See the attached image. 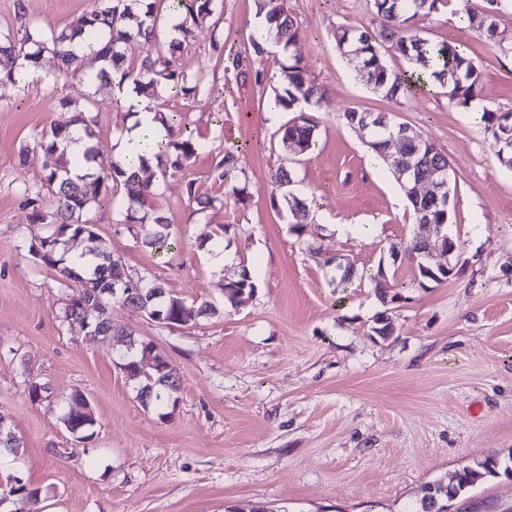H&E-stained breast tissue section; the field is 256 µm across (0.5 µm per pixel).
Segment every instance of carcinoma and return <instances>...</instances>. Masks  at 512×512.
Here are the masks:
<instances>
[{
	"label": "carcinoma",
	"mask_w": 512,
	"mask_h": 512,
	"mask_svg": "<svg viewBox=\"0 0 512 512\" xmlns=\"http://www.w3.org/2000/svg\"><path fill=\"white\" fill-rule=\"evenodd\" d=\"M445 0H370V7L381 20L377 31L353 32L340 27L336 33V46L346 58L348 66L367 77L375 93L387 99H396L411 91L415 85L426 84L432 78L448 94V98L461 106H467L476 96L480 83V72L461 50V43L448 41L439 45L411 32L404 27L408 21L438 12ZM462 14L466 17L468 31L478 35L493 37L498 29L496 20L498 0H463ZM213 0H173L172 7L177 11L178 23L174 26L182 35H187L192 27L213 12ZM159 0H93L90 8L77 20L75 25L61 31L53 29L33 38L26 23V11L23 0H17L15 16L24 28L20 40L7 33L0 35V80H13L16 61L24 57L37 61L44 52H49L56 59L58 75L65 76L73 61L78 58L74 46L84 44L89 48L88 66L83 70L80 82L86 89L96 84L109 81L115 72L121 73V81H127L139 95L153 97L160 89L175 95L196 96L203 87V76L188 78L180 68L174 53L178 43L170 44L169 52L141 59L133 58L134 45L141 41H151L158 37L157 24L160 20ZM257 14L263 16L268 24L276 30V44L282 50H289L299 37V29L294 19L288 16L282 0H257ZM248 62L238 57L233 60L237 70L247 67L252 83L259 88H266L271 80L264 69L256 67L267 53L266 47L255 37L249 40ZM400 56L410 63L414 70L411 75L399 74L390 69L385 53ZM277 85L268 88L273 93L275 106L283 112H294L296 116L279 126L277 133L282 145L303 155L315 148L316 124L306 116V107L319 104L325 89L310 78L300 60L288 57L280 63L276 74ZM93 104L90 93L78 98L63 97L58 106L65 112L72 113L70 120L64 124L54 125L40 134L39 145L48 153L57 155V163L46 175L43 188L51 193L54 206L43 209L36 205L41 191L34 192L28 199L32 205V221L51 226V233L40 242L48 246V251L33 252L40 265L55 271L62 285L81 289H91L99 300L89 301V309L76 305H64L62 318L69 314H84L90 323L91 336H116L120 338L125 352L120 355L118 366L129 372L138 391H149L142 404L156 410L164 409L173 394L178 390L176 368L162 357L159 365L147 372H142L137 360L130 357L132 349L139 345L141 350L148 349L145 342L137 341L134 332L124 328H115L110 316L112 295L105 288L114 278H124L141 285L139 291L120 295L121 303L137 312L152 311L158 315L159 324L168 328L186 326L192 317L185 313L182 299L166 292L163 283L156 278L134 276L123 263L112 254L107 243L99 238L95 224L84 215L99 201L104 188L116 186L121 194L112 197V204L119 205L128 212L144 206L153 194V184L142 178V169L112 167V172H98L90 168L95 159L93 145L86 144L80 157L69 156L61 145L75 139L90 140L94 133L86 118ZM167 131V139L156 142L157 157L172 172L182 171L187 162L201 149L203 143L186 134V130L177 127L176 119L158 116ZM485 133L490 137L496 155L504 166L512 169V147L498 140L497 132L504 126L512 127V112L486 110L482 113ZM401 123L396 116L388 112L376 114V126L371 131L368 145L379 154H384L388 147L385 135L392 134ZM180 140H174L176 136ZM396 155L412 160L416 175L422 179L435 171L448 166V158L432 145L429 148L413 147L407 138L394 142ZM238 157L232 150L224 151L216 163L215 172L218 179H228L237 168ZM81 166L89 172L73 176V168ZM292 179L286 173L274 177L276 189L282 191V197L297 210L305 209L303 202L288 192ZM415 215V239L411 249V258L417 260L420 275L436 282H442L451 275L443 271H430L425 262L420 260L419 249L424 247L428 237L439 224H453L454 214L443 206H432L425 198H417L410 191H405ZM80 235L96 239L98 245L87 253L73 257L60 251L58 244ZM136 241L166 253L172 249L170 225L162 217L154 219V224L136 234ZM256 285L248 266L241 265L237 277L224 284V296L233 307H240L249 301L255 293ZM60 420L71 431H76L86 439L94 435L95 419L91 415H76L73 410L61 409ZM482 471L469 467L463 468L456 476V483L443 486L430 485L421 499L416 512H433L434 499L452 498L471 486L475 479L498 474L497 462L488 459L481 464ZM38 491L27 484H19L13 490L10 512H27L26 506L37 499Z\"/></svg>",
	"instance_id": "cac0c4a2"
}]
</instances>
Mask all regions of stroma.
Returning <instances> with one entry per match:
<instances>
[{"label": "stroma", "instance_id": "obj_1", "mask_svg": "<svg viewBox=\"0 0 512 512\" xmlns=\"http://www.w3.org/2000/svg\"><path fill=\"white\" fill-rule=\"evenodd\" d=\"M23 2L31 34L73 25L92 0H0V33H17ZM213 14L178 52L179 65L204 74L187 99L163 94L207 145L187 167L159 177L145 211L164 216L178 241L161 255L135 243L111 190L88 213L126 270L154 275L187 305L218 313L166 328L120 302L112 323L153 341L179 372L167 417L145 408L117 367L121 347L86 335L61 317L70 297L54 271L29 251L48 227L33 223L27 193L40 190L55 164L38 144L41 130L65 123L58 98L77 96L84 60L69 77L14 90L0 82V416L20 442L0 461V479L22 478L39 491L35 512H230L256 504L268 512H413L432 483L495 457L512 468V169L503 167L479 119L512 111V57L449 23L453 5L415 19L420 36L459 39L481 73L468 106L440 86L388 100L341 57L338 27L373 30L368 0H285L300 28L289 51L271 46L263 65L275 73L285 55L300 59L326 95L309 116L315 150L298 155L278 141L285 112L270 113L258 87L227 67L247 56L255 0H214ZM221 39L223 51L212 48ZM97 164L112 169L115 143L131 114L108 84L91 90ZM395 113L412 136L448 156L455 180L450 259L458 273L421 278L409 257L414 215L389 169L370 164L346 110ZM28 163H20L22 148ZM239 152L231 181L217 180L225 149ZM291 174L306 212L272 201L271 176ZM244 189L239 203L233 188ZM317 225L310 243L293 232ZM224 243L213 265L205 234ZM248 265L256 290L239 308L224 284ZM385 270L400 301L385 304L370 277ZM352 273L354 287L341 285ZM386 314L390 335L372 327ZM50 397H28L30 383ZM82 393L96 420L93 438L70 432L58 407ZM447 512H512V475L484 477L446 501Z\"/></svg>", "mask_w": 512, "mask_h": 512}]
</instances>
